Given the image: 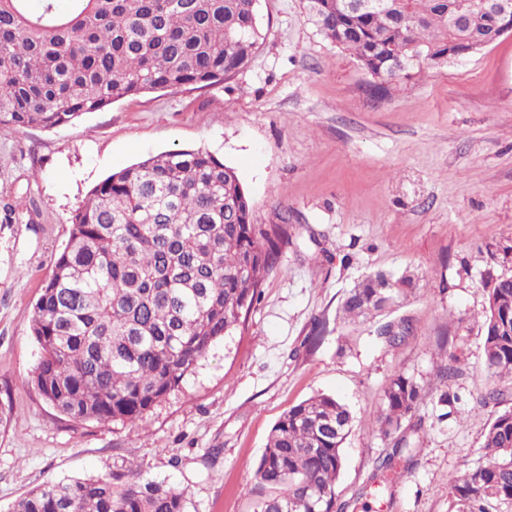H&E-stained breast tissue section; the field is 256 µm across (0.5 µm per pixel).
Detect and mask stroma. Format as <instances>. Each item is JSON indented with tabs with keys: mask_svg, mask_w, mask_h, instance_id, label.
<instances>
[{
	"mask_svg": "<svg viewBox=\"0 0 512 512\" xmlns=\"http://www.w3.org/2000/svg\"><path fill=\"white\" fill-rule=\"evenodd\" d=\"M259 13L266 39L224 84L127 97L58 130L0 124V512L49 480L135 469L184 489L187 512H257L272 425L317 393L354 418L336 486L354 512H455L451 483L485 464V288L512 275V35L376 99L305 0H260ZM190 148L236 170L279 265L235 334L136 428L69 422L30 383V319L71 216L109 174ZM375 273L398 282L395 310L347 316ZM402 319L400 344L377 335ZM452 360L458 376L440 379ZM398 374L420 388L400 429L415 447L379 497L371 476L393 441L377 419Z\"/></svg>",
	"mask_w": 512,
	"mask_h": 512,
	"instance_id": "35a3bbf8",
	"label": "stroma"
}]
</instances>
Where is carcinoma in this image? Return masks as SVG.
<instances>
[{
    "mask_svg": "<svg viewBox=\"0 0 512 512\" xmlns=\"http://www.w3.org/2000/svg\"><path fill=\"white\" fill-rule=\"evenodd\" d=\"M0 0V124L53 130L89 112L155 90L222 84L249 65L264 39L259 0H70L66 13L42 0ZM321 34L348 49L373 78L370 91L421 65L445 66L512 33V14L461 0H305ZM279 255L236 171L210 152L181 149L117 171L72 214L69 236L33 308L40 356L31 381L74 422L133 426L182 388L218 341L258 302ZM383 274L343 302L351 316L394 302ZM484 311V367L491 384L480 404L498 405V381L512 376V275L491 280ZM407 320L376 333L391 345ZM420 399L398 374L385 390L379 432L396 434ZM352 428L346 405L318 393L272 426L256 477L270 494L258 512H345L336 485ZM403 435L376 467L375 492L388 491L393 460L410 452ZM485 465L449 487L456 512L512 506V410H497L484 433ZM10 512H186V492L135 471L47 481Z\"/></svg>",
    "mask_w": 512,
    "mask_h": 512,
    "instance_id": "obj_1",
    "label": "carcinoma"
}]
</instances>
